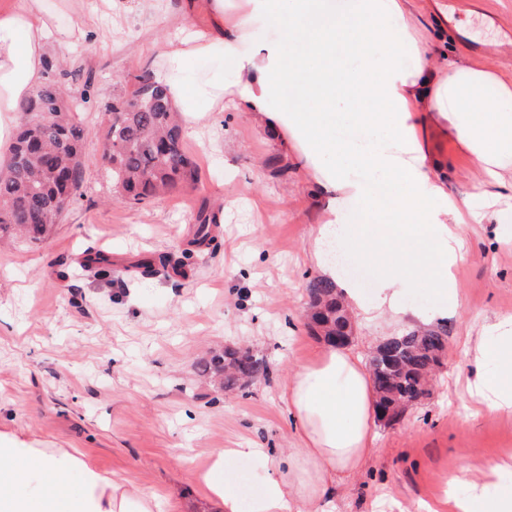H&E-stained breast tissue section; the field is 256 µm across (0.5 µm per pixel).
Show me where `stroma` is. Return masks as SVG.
<instances>
[{
	"mask_svg": "<svg viewBox=\"0 0 512 512\" xmlns=\"http://www.w3.org/2000/svg\"><path fill=\"white\" fill-rule=\"evenodd\" d=\"M447 27L457 57L512 76V0H458ZM58 32L48 57L72 62L70 88L92 82L80 194L48 240L0 239V436L17 448H75L108 480L155 498L153 512H219L197 475L223 448L288 453L299 440L281 391L322 341L306 321L321 269L313 235L327 200L311 175L248 115L228 107L184 133L199 170L180 193L114 202L100 155L106 107L155 73L159 48L190 22V0H41ZM91 15L70 36L73 13ZM429 147L463 197L477 166L456 135L432 129ZM218 213L211 251H189L200 205ZM455 268L459 304L435 316L416 288L402 301L448 330L431 394L395 420L376 419L360 472L333 488L334 512H401L403 505L466 493L484 465L512 457V414L465 418L473 376L469 337L512 316V223L465 224ZM112 256V273L80 265L87 248ZM413 320L353 319V352L369 357ZM266 357L268 375L224 394L197 374L220 347Z\"/></svg>",
	"mask_w": 512,
	"mask_h": 512,
	"instance_id": "stroma-1",
	"label": "stroma"
}]
</instances>
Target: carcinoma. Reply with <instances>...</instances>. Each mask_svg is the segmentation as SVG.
<instances>
[{
    "label": "carcinoma",
    "instance_id": "obj_1",
    "mask_svg": "<svg viewBox=\"0 0 512 512\" xmlns=\"http://www.w3.org/2000/svg\"><path fill=\"white\" fill-rule=\"evenodd\" d=\"M66 76L60 60L46 59L43 83L20 106L24 119L12 153L19 160L0 170V236L14 233L32 243L43 241L79 196L87 135L80 111L90 100L91 80H86L80 96L73 97ZM135 80L137 88L128 97L107 107L112 120L106 126L103 160L115 198L138 205L196 184L198 167L185 147L178 113L166 90L146 74ZM217 224V216L201 205L193 243L210 244ZM308 292L312 306L320 309L312 332H323L322 340L337 346L352 326L335 286L313 280ZM445 347V330H413L399 336L392 352L367 361L379 418L395 419L405 403L419 400ZM198 371L224 392L241 391L267 374L269 363L251 351L226 347L201 360Z\"/></svg>",
    "mask_w": 512,
    "mask_h": 512
}]
</instances>
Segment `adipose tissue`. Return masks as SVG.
<instances>
[{
    "label": "adipose tissue",
    "instance_id": "adipose-tissue-1",
    "mask_svg": "<svg viewBox=\"0 0 512 512\" xmlns=\"http://www.w3.org/2000/svg\"><path fill=\"white\" fill-rule=\"evenodd\" d=\"M202 19L166 41L155 80L185 127L224 109L266 125L330 197L313 238L370 260L375 296L347 289L365 319L400 321L405 288H427L443 308L458 303L453 269L464 258V224L512 222V77L438 52L417 32L411 0H194ZM275 37L256 38L257 28ZM50 24L39 0L0 8V163H8L19 104L44 78ZM216 54L223 70L197 71ZM440 122L474 158L472 201L449 195L444 165L425 147L423 125ZM469 352L482 371L471 386L487 408L512 413V317L485 326ZM281 398L301 439L297 455L270 448L218 452L199 481L221 512H326L337 480L365 465L377 414L361 358L323 346L284 385ZM263 459V492L242 502L227 461ZM79 474V490L67 479ZM441 512H512V494L474 484L446 491ZM0 512H152L148 496L112 485L76 451L0 443Z\"/></svg>",
    "mask_w": 512,
    "mask_h": 512
}]
</instances>
